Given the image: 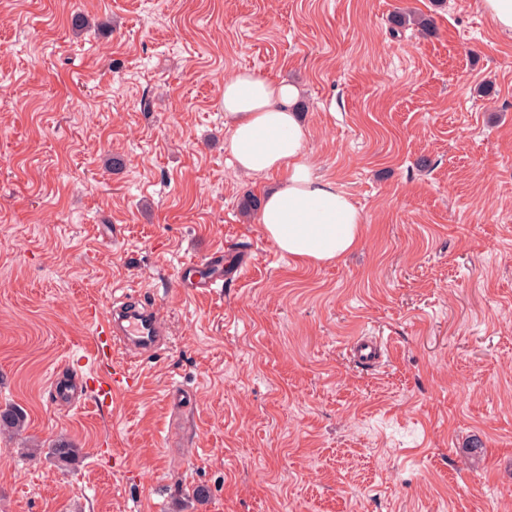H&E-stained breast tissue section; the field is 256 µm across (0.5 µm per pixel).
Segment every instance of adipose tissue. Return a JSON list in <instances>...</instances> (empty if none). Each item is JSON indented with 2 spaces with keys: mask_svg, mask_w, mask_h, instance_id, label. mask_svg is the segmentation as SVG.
Returning <instances> with one entry per match:
<instances>
[{
  "mask_svg": "<svg viewBox=\"0 0 512 512\" xmlns=\"http://www.w3.org/2000/svg\"><path fill=\"white\" fill-rule=\"evenodd\" d=\"M299 90L248 70L224 79L225 148L241 173L275 178L260 222L277 248L315 263L341 259L360 241L362 211L335 180L318 175L311 131L296 110Z\"/></svg>",
  "mask_w": 512,
  "mask_h": 512,
  "instance_id": "adipose-tissue-1",
  "label": "adipose tissue"
}]
</instances>
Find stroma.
Wrapping results in <instances>:
<instances>
[{
	"instance_id": "1",
	"label": "stroma",
	"mask_w": 512,
	"mask_h": 512,
	"mask_svg": "<svg viewBox=\"0 0 512 512\" xmlns=\"http://www.w3.org/2000/svg\"><path fill=\"white\" fill-rule=\"evenodd\" d=\"M240 70L299 85L315 169L364 215L342 260L242 211L268 182L224 149ZM215 251L246 276L181 288ZM125 288L165 349L118 402L53 403ZM9 405L0 512H512V34L480 0H0ZM351 355L353 360L361 365L374 366L383 358L384 348L376 338L360 336L352 345ZM27 415L20 407H10L0 410V433L18 434L26 427Z\"/></svg>"
}]
</instances>
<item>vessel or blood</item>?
<instances>
[{
	"mask_svg": "<svg viewBox=\"0 0 512 512\" xmlns=\"http://www.w3.org/2000/svg\"><path fill=\"white\" fill-rule=\"evenodd\" d=\"M168 329L157 311L139 299L136 292H126L112 301V310L95 320L92 339L102 359L111 358L116 349H124L125 358L113 365L112 373L102 378L99 397L112 400L123 393L137 376V355L160 348ZM354 361L364 366L378 364L384 349L374 337H358L351 348Z\"/></svg>",
	"mask_w": 512,
	"mask_h": 512,
	"instance_id": "b4317fda",
	"label": "vessel or blood"
}]
</instances>
